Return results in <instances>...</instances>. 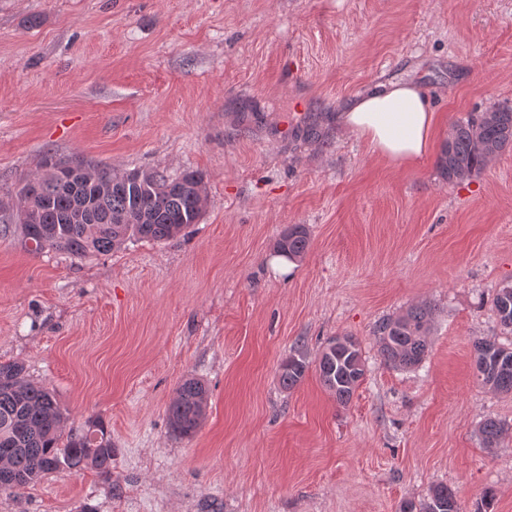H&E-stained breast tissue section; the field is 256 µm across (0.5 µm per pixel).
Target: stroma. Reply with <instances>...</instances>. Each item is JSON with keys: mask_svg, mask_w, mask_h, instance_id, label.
<instances>
[{"mask_svg": "<svg viewBox=\"0 0 512 512\" xmlns=\"http://www.w3.org/2000/svg\"><path fill=\"white\" fill-rule=\"evenodd\" d=\"M415 81L437 133L396 167L336 116ZM512 105V0H0V362L100 419L112 467L51 474L0 512H400L445 484L512 512V395L477 380L473 343L512 347L492 300L512 282V150L448 183L454 122ZM202 175L176 240L77 259L28 251L15 206L46 158ZM306 225L304 257L274 245ZM428 303L419 368L383 365L374 324ZM351 336L367 364L347 405L309 370ZM209 388L176 437L178 384ZM509 424L483 448L486 419ZM310 361L307 354L300 348H296L280 365L279 377L285 389H292L298 385L309 370ZM209 389L196 378L184 379L176 388V395L167 411L173 432L182 437H192L206 415Z\"/></svg>", "mask_w": 512, "mask_h": 512, "instance_id": "1", "label": "stroma"}]
</instances>
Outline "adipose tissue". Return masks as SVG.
<instances>
[{"instance_id": "obj_1", "label": "adipose tissue", "mask_w": 512, "mask_h": 512, "mask_svg": "<svg viewBox=\"0 0 512 512\" xmlns=\"http://www.w3.org/2000/svg\"><path fill=\"white\" fill-rule=\"evenodd\" d=\"M343 128L366 139L371 150L406 166L430 148L435 115L421 87L400 79L355 98L339 116Z\"/></svg>"}]
</instances>
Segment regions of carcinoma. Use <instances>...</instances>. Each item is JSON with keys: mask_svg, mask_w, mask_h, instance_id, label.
I'll use <instances>...</instances> for the list:
<instances>
[{"mask_svg": "<svg viewBox=\"0 0 512 512\" xmlns=\"http://www.w3.org/2000/svg\"><path fill=\"white\" fill-rule=\"evenodd\" d=\"M512 147V106L498 105L478 118L455 123L437 160L441 176L462 182L481 171L496 155ZM56 161H45L40 173L26 182L39 201L40 223L21 225L25 246L33 253L52 249L76 258L108 253L131 238L166 242L197 223L201 210L195 188L203 177L185 172L170 177L145 169L147 182H131L103 192L97 184L60 182L53 171ZM81 209L84 220H61ZM309 247V231L293 224L277 240L278 255L289 260L302 257ZM493 305L502 326L512 331V284L500 288ZM434 308L427 304L409 308L394 318H383L373 327L379 356L388 366L415 369L429 350L428 335ZM474 367L481 383L496 392L512 395V347L478 339L473 344ZM307 354L296 348L280 365V382L286 389L298 385L309 370ZM316 370L323 385L339 404L349 402L366 374L360 345L334 352L322 351ZM209 389L196 378L183 380L167 411L173 432L191 437L206 415ZM66 416L54 393L24 378L18 363L0 364V492H19L43 476L63 470L91 468L106 473L112 465V441L103 423L89 420L69 429L61 441ZM505 424L485 420L479 427L483 447H498ZM400 512H460L455 494L436 484L419 501L406 500Z\"/></svg>", "mask_w": 512, "mask_h": 512, "instance_id": "cac0c4a2", "label": "carcinoma"}]
</instances>
